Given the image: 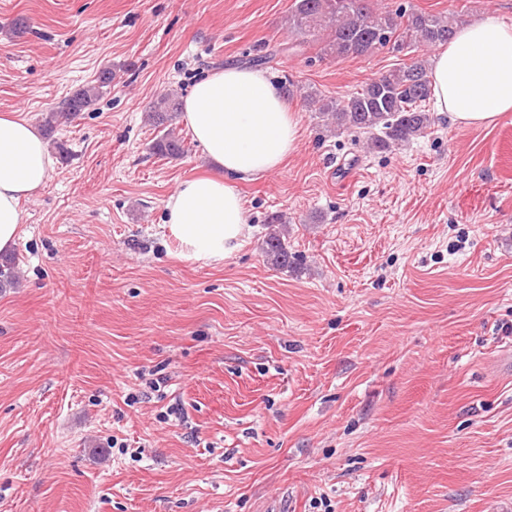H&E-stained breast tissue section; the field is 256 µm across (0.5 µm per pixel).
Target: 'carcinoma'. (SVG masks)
<instances>
[{
  "mask_svg": "<svg viewBox=\"0 0 512 512\" xmlns=\"http://www.w3.org/2000/svg\"><path fill=\"white\" fill-rule=\"evenodd\" d=\"M372 0H295L288 13V29L296 36L320 44L325 56L362 57L391 47L396 52L415 50L420 45L446 44L456 29V21L439 14L405 12L401 9L376 8ZM112 81V71L105 70L97 85L79 89L43 118L52 131L72 122L90 109L101 89ZM428 63L417 58L371 79L346 100L325 99L309 94L320 117L330 121L336 131L355 130L368 135V145L376 150H390L423 136L433 118L422 109L431 96ZM180 102L173 92L160 94L150 107L149 123L160 135L152 143L154 154L178 159L184 156V140L171 128ZM267 262L284 268L290 262L284 240L270 235L264 248Z\"/></svg>",
  "mask_w": 512,
  "mask_h": 512,
  "instance_id": "cac0c4a2",
  "label": "carcinoma"
}]
</instances>
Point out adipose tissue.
Masks as SVG:
<instances>
[{
	"instance_id": "obj_1",
	"label": "adipose tissue",
	"mask_w": 512,
	"mask_h": 512,
	"mask_svg": "<svg viewBox=\"0 0 512 512\" xmlns=\"http://www.w3.org/2000/svg\"><path fill=\"white\" fill-rule=\"evenodd\" d=\"M432 99L457 124L489 127L512 112V24L485 18L459 26L434 53ZM182 120L212 164L181 183L165 203L186 261L223 262L242 243L247 215L231 178L276 171L292 154L298 120L287 98L257 70L206 74L183 102ZM53 160L39 128L17 113L0 115V253L22 232L23 200L39 194Z\"/></svg>"
}]
</instances>
